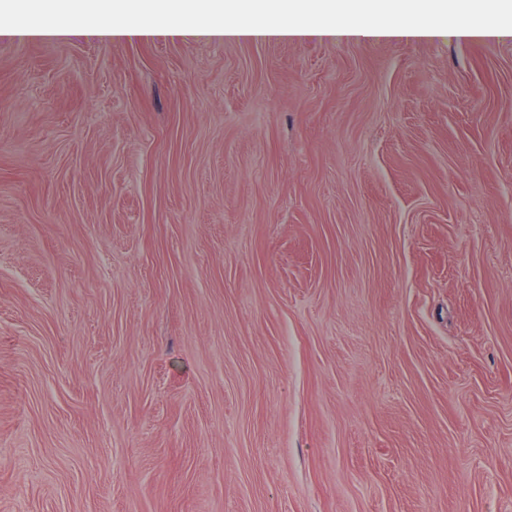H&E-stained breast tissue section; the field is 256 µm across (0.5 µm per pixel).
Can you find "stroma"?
<instances>
[{
  "instance_id": "obj_1",
  "label": "stroma",
  "mask_w": 512,
  "mask_h": 512,
  "mask_svg": "<svg viewBox=\"0 0 512 512\" xmlns=\"http://www.w3.org/2000/svg\"><path fill=\"white\" fill-rule=\"evenodd\" d=\"M0 512H512V40L0 38Z\"/></svg>"
}]
</instances>
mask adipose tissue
Masks as SVG:
<instances>
[{
  "instance_id": "1",
  "label": "adipose tissue",
  "mask_w": 512,
  "mask_h": 512,
  "mask_svg": "<svg viewBox=\"0 0 512 512\" xmlns=\"http://www.w3.org/2000/svg\"><path fill=\"white\" fill-rule=\"evenodd\" d=\"M502 0H40L27 20L0 22V35L100 39L154 33L218 39L336 40L510 38L512 17L474 22Z\"/></svg>"
}]
</instances>
